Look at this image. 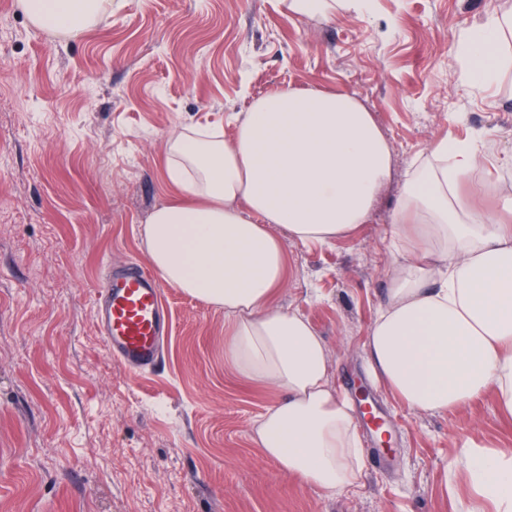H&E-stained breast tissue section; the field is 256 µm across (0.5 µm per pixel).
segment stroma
I'll list each match as a JSON object with an SVG mask.
<instances>
[{
  "label": "stroma",
  "instance_id": "stroma-1",
  "mask_svg": "<svg viewBox=\"0 0 512 512\" xmlns=\"http://www.w3.org/2000/svg\"><path fill=\"white\" fill-rule=\"evenodd\" d=\"M506 0H371L365 14L294 16L285 0H116L79 37L0 0V512H467L462 448L512 449L485 395L408 409L368 372L366 337L399 260L389 234L413 171L443 140L475 139L477 209L512 189V67L485 91L455 44ZM292 86L353 96L392 150L371 223L328 243L283 239L270 305L309 321L331 385L371 402L389 446L358 431L365 468L336 496L282 471L252 439L276 389L224 360V309L164 290L154 371L112 358L95 325L108 264H149L143 235L169 197L175 131L236 122Z\"/></svg>",
  "mask_w": 512,
  "mask_h": 512
}]
</instances>
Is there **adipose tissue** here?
Segmentation results:
<instances>
[{
  "label": "adipose tissue",
  "mask_w": 512,
  "mask_h": 512,
  "mask_svg": "<svg viewBox=\"0 0 512 512\" xmlns=\"http://www.w3.org/2000/svg\"><path fill=\"white\" fill-rule=\"evenodd\" d=\"M107 0H19L35 27L71 37ZM512 12L490 14L456 44L464 78L495 86ZM406 186L390 228L401 261L368 331L369 367L409 409L443 414L493 395L512 422V225L471 211L461 180L482 160L446 140ZM391 174L390 146L353 97L281 88L257 100L232 138L168 142L169 199L144 235L162 277L223 307L224 357L247 379L282 391L253 439L288 474L333 496L356 485L364 450L352 404L329 385L325 345L305 318L271 308L287 275L284 226L328 242L368 223ZM287 237V238H288ZM470 512H512V453L466 448Z\"/></svg>",
  "instance_id": "obj_1"
}]
</instances>
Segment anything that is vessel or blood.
<instances>
[{
    "label": "vessel or blood",
    "instance_id": "vessel-or-blood-1",
    "mask_svg": "<svg viewBox=\"0 0 512 512\" xmlns=\"http://www.w3.org/2000/svg\"><path fill=\"white\" fill-rule=\"evenodd\" d=\"M98 324L110 355L129 367L152 369L165 329L164 284L136 263L108 273L97 289Z\"/></svg>",
    "mask_w": 512,
    "mask_h": 512
}]
</instances>
